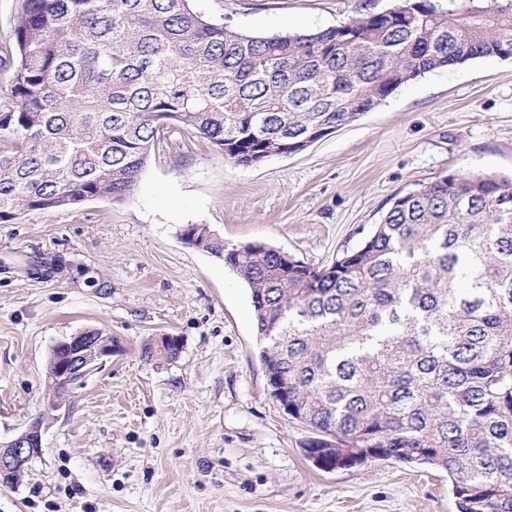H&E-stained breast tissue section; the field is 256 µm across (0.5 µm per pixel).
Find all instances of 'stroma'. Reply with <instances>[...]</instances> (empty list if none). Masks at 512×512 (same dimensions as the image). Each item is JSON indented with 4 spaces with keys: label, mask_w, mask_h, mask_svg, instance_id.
I'll return each instance as SVG.
<instances>
[{
    "label": "stroma",
    "mask_w": 512,
    "mask_h": 512,
    "mask_svg": "<svg viewBox=\"0 0 512 512\" xmlns=\"http://www.w3.org/2000/svg\"><path fill=\"white\" fill-rule=\"evenodd\" d=\"M399 0H192L252 34L339 26ZM512 176V59L412 80L308 149L250 166L189 135L152 150L129 198L0 224V440L43 417V451L0 512H456L446 473L325 471L270 394L248 289L187 244L205 224L313 266L357 248L396 195L454 171ZM60 256L51 278L28 257ZM95 327L119 350L46 412L52 347ZM180 338L177 359L142 346Z\"/></svg>",
    "instance_id": "stroma-1"
}]
</instances>
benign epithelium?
Listing matches in <instances>:
<instances>
[{
  "instance_id": "benign-epithelium-1",
  "label": "benign epithelium",
  "mask_w": 512,
  "mask_h": 512,
  "mask_svg": "<svg viewBox=\"0 0 512 512\" xmlns=\"http://www.w3.org/2000/svg\"><path fill=\"white\" fill-rule=\"evenodd\" d=\"M116 345L112 337L99 328H85L51 351V371L47 374L49 395L46 413L60 409L69 388L81 382L100 362L112 356ZM44 417L35 418L11 440L0 443V483L16 482L28 471L43 448Z\"/></svg>"
}]
</instances>
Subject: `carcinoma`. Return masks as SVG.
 <instances>
[{"label": "carcinoma", "instance_id": "obj_1", "mask_svg": "<svg viewBox=\"0 0 512 512\" xmlns=\"http://www.w3.org/2000/svg\"><path fill=\"white\" fill-rule=\"evenodd\" d=\"M191 0H22L0 109V223L133 193L167 133L248 166L290 155L402 84L512 55V0H402L255 36ZM188 243L251 295L270 393L324 469L444 471L457 512H512V178L452 172L394 197L325 267L262 244Z\"/></svg>", "mask_w": 512, "mask_h": 512}]
</instances>
